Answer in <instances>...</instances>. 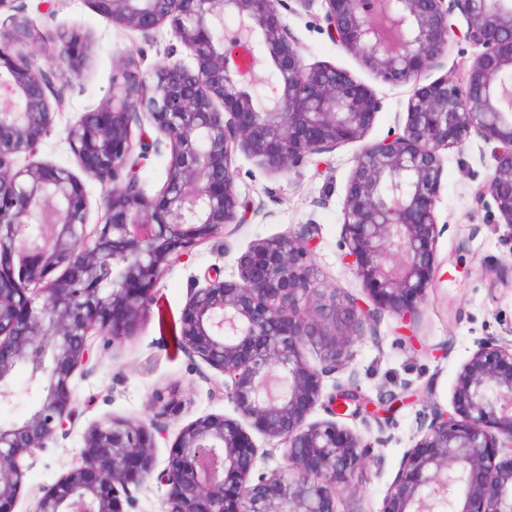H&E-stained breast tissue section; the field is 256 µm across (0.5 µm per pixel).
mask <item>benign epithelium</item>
<instances>
[{
	"instance_id": "7a95c632",
	"label": "benign epithelium",
	"mask_w": 512,
	"mask_h": 512,
	"mask_svg": "<svg viewBox=\"0 0 512 512\" xmlns=\"http://www.w3.org/2000/svg\"><path fill=\"white\" fill-rule=\"evenodd\" d=\"M284 0H91L112 21L148 34L167 24L195 62L140 73L144 54L118 61L112 97L70 127L83 171L108 187L105 221L88 230L85 183L33 156L63 107L57 82L76 75L86 52L36 64L23 36L31 21L0 27V401L11 377L32 370L39 405L0 426V512H14L24 461L79 417L71 380L90 357L89 333L117 341L147 312L173 260L243 224L234 153L290 173L339 144L362 141L381 100L349 71L307 66L283 24ZM323 31L392 84L413 83L404 122L362 146L343 200L345 256L369 303L320 286L311 237L251 244L238 278L207 272L181 318L185 351L224 374V393L249 428L286 448V466L254 474L259 449L236 419L210 414L184 427L155 472V421L176 411L156 396L150 421L107 419L84 435L78 464L39 498L36 512H128L120 490L152 477L169 487L165 512H336V498L365 468L370 444L338 423L362 414L355 386L324 396V378L385 313L414 317L438 265L434 203L440 151L472 136L495 143V166L477 190L512 224V0H321ZM483 48L463 83L443 67L450 18ZM147 115L156 138H133ZM168 151L154 197L142 161ZM63 272L53 278L57 269ZM315 346L320 366L303 358ZM323 403L331 419L306 423ZM452 410L439 412L403 456L383 512H512V338L478 344L457 373Z\"/></svg>"
}]
</instances>
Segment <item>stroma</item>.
I'll return each mask as SVG.
<instances>
[{"label":"stroma","instance_id":"obj_1","mask_svg":"<svg viewBox=\"0 0 512 512\" xmlns=\"http://www.w3.org/2000/svg\"><path fill=\"white\" fill-rule=\"evenodd\" d=\"M14 6L39 30L57 34L76 29L88 44L87 64L73 78L51 134L32 159L82 175L67 142L68 130L83 112L106 102L119 57L141 48L145 55L141 70L147 73L179 41L166 25L153 38H143L96 12L89 0H55L49 9L40 0H15ZM281 13L299 42L304 64L330 63L346 69L381 99L382 108L366 140L385 137L406 110L410 85L384 82L337 47L319 26L320 0L307 9L298 0H288ZM452 22L455 33L448 38L444 69L429 72V79L445 71L462 81L465 67L477 53L458 37L466 28L463 17L454 16ZM360 149L357 142L336 146L290 174L269 173L256 158L236 151L237 191L255 209V216L244 224L225 225L221 233L173 263L162 273L154 301L181 314L193 288L204 286L208 268L223 267L225 279L237 278V259L254 241L308 231L314 234L312 263L323 286L363 296L364 285L341 247L345 185ZM441 156L442 183L435 203L441 268L433 287L414 320L382 315L374 336L356 343L345 369L324 382L329 392L338 384H355L374 403L392 394L404 399L389 419L366 415L346 420V427L370 443L371 459L354 479L358 495L337 498L338 512H382L405 451L434 413L450 409L462 364L479 342L512 328V226L475 199L477 188L494 166L492 147L474 136L465 147L442 151ZM91 341L90 358L72 379L79 418L71 431L56 434L47 448L26 460L15 512H35L43 492L74 467L88 428L108 418L149 420V402L156 394L174 390L179 397L177 412L159 420L155 433L153 453L160 469L182 428L210 414L236 415L224 396L223 373L177 350L170 336L160 335L153 313L142 317L131 336L115 341L96 333ZM12 386L14 398L0 404V425L21 421L40 400L30 387L26 368L15 369Z\"/></svg>","mask_w":512,"mask_h":512}]
</instances>
